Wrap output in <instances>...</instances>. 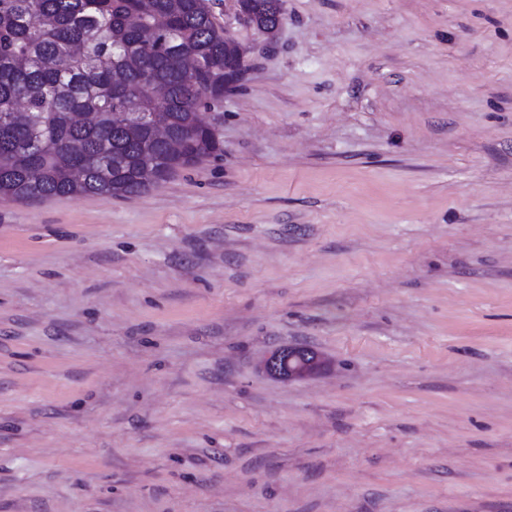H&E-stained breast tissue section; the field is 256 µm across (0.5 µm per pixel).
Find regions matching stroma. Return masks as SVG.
<instances>
[{"mask_svg":"<svg viewBox=\"0 0 512 512\" xmlns=\"http://www.w3.org/2000/svg\"><path fill=\"white\" fill-rule=\"evenodd\" d=\"M209 3L220 155L0 200V512H512V0ZM249 2L253 14V22L248 11L243 7L242 1H236V19L258 32L270 36L274 34L275 27L283 15V0H245ZM288 348V349H287ZM299 347H279L265 359L263 369L270 376L278 378H302L310 373L308 364L304 362L312 355L310 351H298ZM284 349H287L284 351Z\"/></svg>","mask_w":512,"mask_h":512,"instance_id":"1","label":"stroma"}]
</instances>
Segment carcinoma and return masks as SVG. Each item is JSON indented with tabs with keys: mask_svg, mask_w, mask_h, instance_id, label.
I'll return each instance as SVG.
<instances>
[{
	"mask_svg": "<svg viewBox=\"0 0 512 512\" xmlns=\"http://www.w3.org/2000/svg\"><path fill=\"white\" fill-rule=\"evenodd\" d=\"M248 2L274 34L283 0ZM238 59L206 0H0V199H126L217 155L202 112ZM142 112L184 135L185 160L148 138Z\"/></svg>",
	"mask_w": 512,
	"mask_h": 512,
	"instance_id": "1",
	"label": "carcinoma"
}]
</instances>
